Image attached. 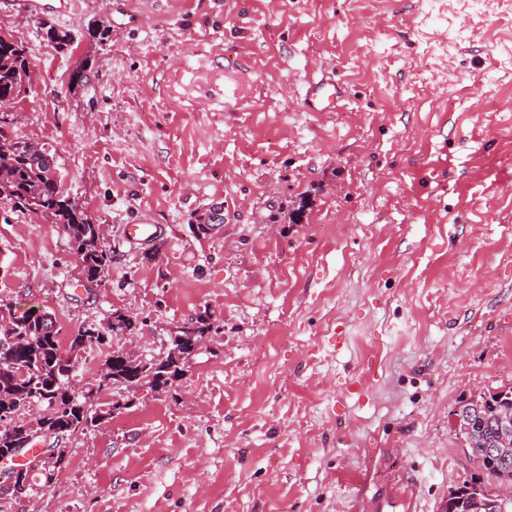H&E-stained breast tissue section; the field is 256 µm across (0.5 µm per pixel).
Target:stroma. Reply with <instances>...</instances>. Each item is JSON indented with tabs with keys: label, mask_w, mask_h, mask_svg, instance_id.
Instances as JSON below:
<instances>
[{
	"label": "stroma",
	"mask_w": 512,
	"mask_h": 512,
	"mask_svg": "<svg viewBox=\"0 0 512 512\" xmlns=\"http://www.w3.org/2000/svg\"><path fill=\"white\" fill-rule=\"evenodd\" d=\"M48 2L0 0L33 72L6 129L50 147L112 264L85 291L57 226L0 203V298L64 340L121 310L148 359L199 317L218 332L171 392L60 440L15 512H369L394 471L415 499L386 512H441L481 479L452 413L512 386V6L124 0L126 25L114 0ZM327 73L343 106L309 111Z\"/></svg>",
	"instance_id": "35a3bbf8"
}]
</instances>
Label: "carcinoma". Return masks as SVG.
<instances>
[{"mask_svg": "<svg viewBox=\"0 0 512 512\" xmlns=\"http://www.w3.org/2000/svg\"><path fill=\"white\" fill-rule=\"evenodd\" d=\"M46 35L59 47L73 43L72 35L47 22ZM32 83L30 62L17 41L0 42V98L11 96ZM50 152L27 141L0 132V202L41 214L67 238L72 254L80 263L83 286L98 287L108 276L112 256L101 235L102 225L92 222L85 208L64 190L49 167ZM137 318L113 311L107 325L82 323L71 336L69 350L59 347L55 321L47 312L31 309L20 313L15 302L0 299V412L10 414L0 428V457L15 456L30 447L33 426L41 437L59 440L91 432L114 414L129 406L116 401L107 409L97 406L99 394L113 387L134 390L147 385L157 392L171 391L188 368L195 344L213 332L210 317H201L189 332L171 337L177 355L156 360L130 357L121 349L108 354L90 383L74 384V370L81 354L94 346L108 344L112 337L132 335ZM38 408L42 414L27 418ZM512 411V386L489 396L472 399L460 406L466 429L461 431L469 450L480 448L496 438L499 414ZM67 448L57 449L50 468L20 472L18 484L27 497L33 491L34 477L51 486L68 465ZM479 512H512V503L503 504L487 486L472 481L449 493L444 512H468L472 502Z\"/></svg>", "mask_w": 512, "mask_h": 512, "instance_id": "carcinoma-1", "label": "carcinoma"}]
</instances>
